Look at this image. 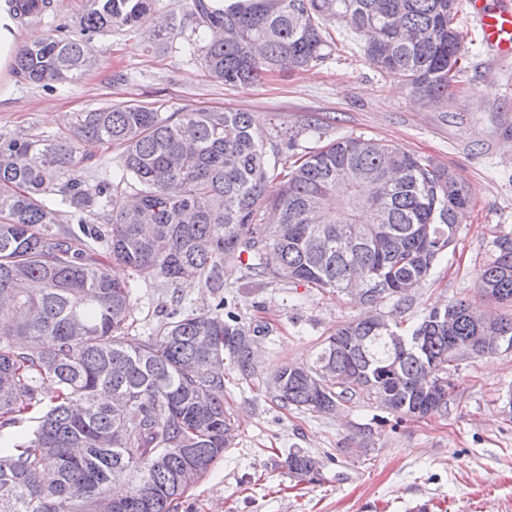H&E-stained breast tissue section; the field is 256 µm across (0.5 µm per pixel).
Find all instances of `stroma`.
Here are the masks:
<instances>
[{
  "label": "stroma",
  "mask_w": 512,
  "mask_h": 512,
  "mask_svg": "<svg viewBox=\"0 0 512 512\" xmlns=\"http://www.w3.org/2000/svg\"><path fill=\"white\" fill-rule=\"evenodd\" d=\"M190 0H158L174 13L177 34L167 46L149 45L151 24L139 32L93 37L97 69L65 85L46 87L10 76L0 81V136L60 134L73 113L103 105L140 102L165 114L200 109L242 110L261 126L289 129L312 118L322 138L301 139L302 149L345 135L388 141L401 151L450 168L470 197L454 250L408 302L388 300L380 314L403 327L417 324L432 307L475 300L480 269L494 254V240L512 234V61L487 50L467 11L458 23L466 63L448 111L420 104L399 81L382 77L367 62L355 37H346L324 65L284 70L249 87L211 81L198 60L183 55L193 35ZM83 0H54L29 29L79 37ZM121 150L97 147L72 174L88 185L110 178ZM131 342L154 333L173 303L206 311L207 289L143 280L130 269ZM229 310L261 327L256 374L242 379L226 366L224 405L237 421L232 445L189 486L178 512H512V349L463 361L443 415L399 421L372 402L347 404L330 414L277 405L264 384L284 362L306 363L321 342L364 306L342 293L298 283L285 286L224 272ZM367 447H359L362 435ZM321 461L317 475L289 474V449Z\"/></svg>",
  "instance_id": "35a3bbf8"
}]
</instances>
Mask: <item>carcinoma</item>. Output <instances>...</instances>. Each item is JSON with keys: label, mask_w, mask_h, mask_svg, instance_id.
Segmentation results:
<instances>
[{"label": "carcinoma", "mask_w": 512, "mask_h": 512, "mask_svg": "<svg viewBox=\"0 0 512 512\" xmlns=\"http://www.w3.org/2000/svg\"><path fill=\"white\" fill-rule=\"evenodd\" d=\"M156 2L85 0L82 38L50 33L22 46L15 73L71 82L98 63L93 36L140 28ZM12 3L21 21L51 7ZM459 11V0H191L196 26L183 51L212 80L245 87L285 65L326 63L346 31L383 76L445 109L465 60ZM173 38L170 24L153 26V47ZM106 144L122 148L112 181L71 176L87 148ZM297 147L296 135L283 139L249 112L166 116L140 104L76 112L52 139L0 137V427L35 420L22 442L0 447V512H174L181 474L192 465L203 476L235 437L224 361L255 375L257 330L224 312L225 267L333 292L359 275L354 300L376 307L407 301L455 244L448 227L469 198L450 170L362 135L288 154ZM64 216L78 227H58ZM349 224L360 236L337 241ZM112 265L197 284L217 304L174 308L129 346L133 288ZM476 288L512 307V235L497 237ZM503 347L512 348V314L488 323L476 304L451 300L409 334L382 316L349 321L311 363L285 362L266 385L285 407L330 414L369 400L400 421L425 419L447 411L461 361ZM287 465L307 477L320 460L297 448ZM123 481L125 494H110Z\"/></svg>", "instance_id": "cac0c4a2"}]
</instances>
